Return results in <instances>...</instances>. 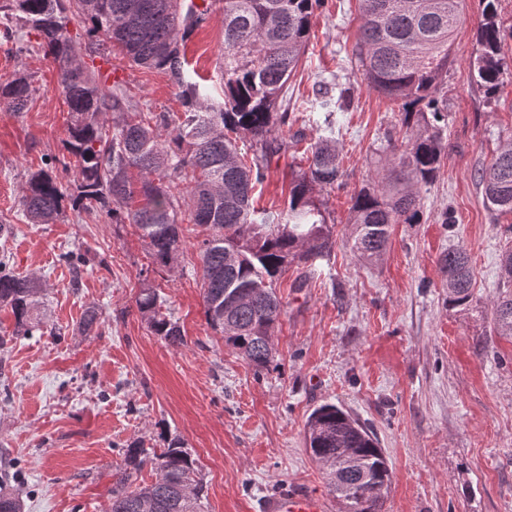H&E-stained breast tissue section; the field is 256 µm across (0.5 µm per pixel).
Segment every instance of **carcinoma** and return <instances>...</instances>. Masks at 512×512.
I'll use <instances>...</instances> for the list:
<instances>
[{
    "label": "carcinoma",
    "mask_w": 512,
    "mask_h": 512,
    "mask_svg": "<svg viewBox=\"0 0 512 512\" xmlns=\"http://www.w3.org/2000/svg\"><path fill=\"white\" fill-rule=\"evenodd\" d=\"M221 3L222 108L204 104L186 71L184 42L205 22L211 0H10L0 11L6 22L15 18L21 28L35 32L44 55L59 64L71 113L67 151L75 188L53 175L58 159L46 158L44 167L29 175L22 196L27 223L50 224L67 203L78 211L104 210L111 223L140 230L160 267L183 254L181 224L202 228L197 259L206 321L260 376L274 362L272 337L284 314L277 282L292 265L311 266L336 245L335 225L327 223L313 193L341 185L343 172L336 142L326 136L307 148L308 168L291 182L284 214L275 217L252 207L251 192L265 177L268 157L288 149V142L272 132L288 124V112L280 108L322 0ZM482 3L471 66L476 82L491 94L504 71L501 43L512 36V27L498 19L495 0ZM462 5L463 0H360L357 50L364 77L374 91L401 105L403 126L417 128L399 154L387 140L394 168L384 181L362 187L352 198L346 243L360 261L382 257L392 225L420 223V189L434 181L447 149L441 126L447 104L437 92L447 77ZM73 18L101 53L117 47L130 63L164 72L179 90L184 111L177 117L139 111L130 87L110 84L86 65L82 43L68 29ZM31 94L30 76L20 70L0 81V102L15 111L25 108ZM241 132L259 145L262 161L249 165L241 158L235 139ZM479 181L490 211L512 213V139L482 169ZM183 194L190 201L186 218ZM439 263L448 306L467 305L473 282L466 250H450ZM499 274L503 290L493 302L494 328L512 337L511 246L502 251ZM41 292L38 278L22 276L0 260V305L10 308L18 331L40 329ZM161 303L149 284L136 301L155 335L183 344L180 326L163 314ZM305 442L344 512H381L389 466L364 426L343 408L325 403L309 415ZM123 456L124 465L113 474L108 512H204L198 464L181 443L151 456L131 445ZM147 463L155 479L133 485V474ZM13 481L9 470L0 472V512H20L9 490Z\"/></svg>",
    "instance_id": "cac0c4a2"
}]
</instances>
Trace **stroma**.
<instances>
[{"mask_svg":"<svg viewBox=\"0 0 512 512\" xmlns=\"http://www.w3.org/2000/svg\"><path fill=\"white\" fill-rule=\"evenodd\" d=\"M481 18L479 0H465L442 89L447 150L420 190L421 221L393 225L384 256L364 263L343 243L352 198L392 167V155L379 151L385 138L403 144L410 133L398 105L364 78L359 0H324L316 11L288 82V131L304 142L271 158L253 204L286 211L292 173L308 166L306 145L326 133L320 103L348 87L350 109L332 116L343 185L315 193L338 243L305 288L293 286L295 267L279 281L277 366L260 377L206 321L195 232L184 231L177 263L157 270L139 230L105 214L69 208L53 224L23 221L26 181L45 157L60 159L63 185L74 183L64 146L70 114L59 66L37 35L28 34L22 54L0 28V79L22 66L33 88L23 111L0 105V219L13 227L0 236V254L40 279L56 330L16 335L10 308L0 307V468L18 469L22 512H106L123 448L157 453L177 440L198 463L206 512H261L262 500L284 488L340 512L304 442L308 415L325 402L347 410L382 448L390 469L383 512H512V338L497 335L491 307L512 214L489 211L478 183L512 136V38L502 44L500 84L486 95L470 68ZM223 43L216 5L186 41L190 77L216 104ZM107 60L143 111L182 112L164 73L132 66L117 50ZM458 246L469 254L474 297L452 308L439 258ZM67 250L90 258L81 278L60 262ZM147 281L181 326L183 345H169L141 318L136 299ZM92 308L100 323L86 332Z\"/></svg>","mask_w":512,"mask_h":512,"instance_id":"obj_1","label":"stroma"}]
</instances>
